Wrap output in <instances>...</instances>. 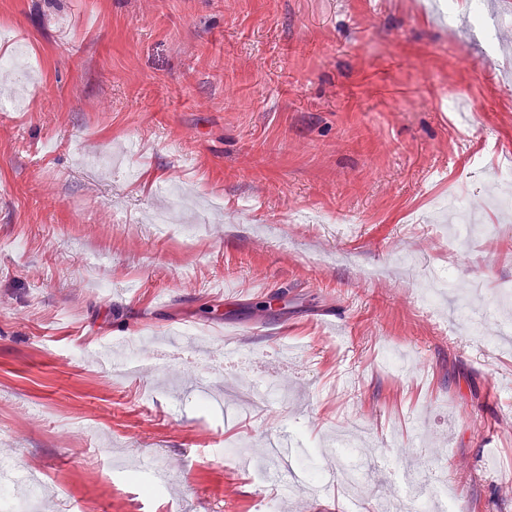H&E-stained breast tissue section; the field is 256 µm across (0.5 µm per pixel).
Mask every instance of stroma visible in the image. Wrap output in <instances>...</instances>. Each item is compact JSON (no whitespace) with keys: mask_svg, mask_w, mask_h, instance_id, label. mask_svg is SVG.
<instances>
[{"mask_svg":"<svg viewBox=\"0 0 512 512\" xmlns=\"http://www.w3.org/2000/svg\"><path fill=\"white\" fill-rule=\"evenodd\" d=\"M421 2L0 0V56L34 73L0 90L16 497L344 512L335 483L237 463L284 433L322 469L349 432L365 512H415L412 467L456 512H512V349L491 340L512 322V0ZM461 210L489 232L452 252ZM332 310L344 335L320 327ZM229 337L288 376L226 371Z\"/></svg>","mask_w":512,"mask_h":512,"instance_id":"obj_1","label":"stroma"}]
</instances>
